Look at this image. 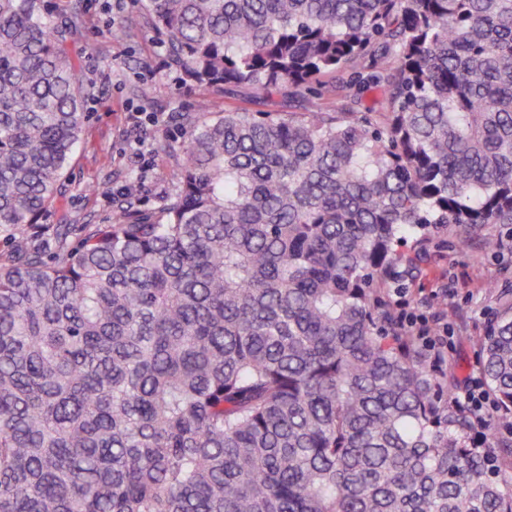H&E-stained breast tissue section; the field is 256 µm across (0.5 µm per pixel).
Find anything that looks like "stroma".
<instances>
[{"label":"stroma","instance_id":"35a3bbf8","mask_svg":"<svg viewBox=\"0 0 512 512\" xmlns=\"http://www.w3.org/2000/svg\"><path fill=\"white\" fill-rule=\"evenodd\" d=\"M44 6L54 22L80 15L72 48L91 89L61 194L42 218L67 225L72 249L89 229L111 223L118 206L152 210L164 204L183 158L180 115L206 118L226 108L310 112L327 96L326 77L305 97L283 90L261 102L244 87L193 89L168 67L140 0H44ZM145 85L152 88L147 99L138 94ZM162 141L167 150H159ZM486 231L502 249L484 253L449 235L399 283L411 312L447 325L448 357L465 379L477 374L481 342L500 295L512 293V224H490Z\"/></svg>","mask_w":512,"mask_h":512}]
</instances>
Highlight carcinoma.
I'll return each instance as SVG.
<instances>
[{"label":"carcinoma","mask_w":512,"mask_h":512,"mask_svg":"<svg viewBox=\"0 0 512 512\" xmlns=\"http://www.w3.org/2000/svg\"><path fill=\"white\" fill-rule=\"evenodd\" d=\"M143 2L200 91L363 65L382 97L184 115L164 205L47 256L24 230L85 123L81 19L0 0V512H512V299L479 431L379 293L423 231L512 224V0Z\"/></svg>","instance_id":"obj_1"}]
</instances>
